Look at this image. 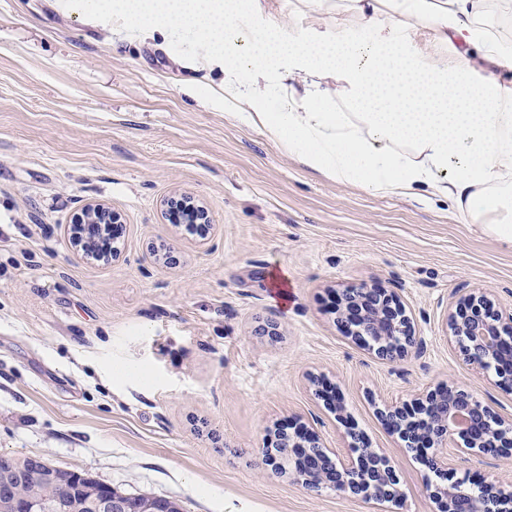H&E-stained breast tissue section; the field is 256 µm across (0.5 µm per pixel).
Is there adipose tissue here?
Here are the masks:
<instances>
[{
	"mask_svg": "<svg viewBox=\"0 0 512 512\" xmlns=\"http://www.w3.org/2000/svg\"><path fill=\"white\" fill-rule=\"evenodd\" d=\"M350 25L249 24L252 0H102L90 24L130 38L177 29L207 44L192 67L224 73V108L339 182L451 201L465 224L512 248V43L477 0H346ZM425 28L428 46L407 42Z\"/></svg>",
	"mask_w": 512,
	"mask_h": 512,
	"instance_id": "ef3b65f1",
	"label": "adipose tissue"
}]
</instances>
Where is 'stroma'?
Listing matches in <instances>:
<instances>
[{
    "label": "stroma",
    "mask_w": 512,
    "mask_h": 512,
    "mask_svg": "<svg viewBox=\"0 0 512 512\" xmlns=\"http://www.w3.org/2000/svg\"><path fill=\"white\" fill-rule=\"evenodd\" d=\"M86 8L0 0V453L183 512H437L431 472L379 413L453 381L512 417V393L446 331L462 295L512 306V250L449 203L313 172L225 114L223 73L184 69L201 44L174 31L134 44L116 23L89 27ZM255 17L298 31L345 19L336 0H259ZM174 193L205 203L208 237L173 222ZM92 201L123 227L106 263L70 239ZM158 242L178 264L151 254ZM362 284L396 294L418 348L390 361L344 336L338 297ZM264 322L277 339L256 335ZM282 427L314 429L342 457L363 436L400 499L275 473Z\"/></svg>",
    "instance_id": "35a3bbf8"
}]
</instances>
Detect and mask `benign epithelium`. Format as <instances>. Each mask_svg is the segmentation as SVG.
I'll list each match as a JSON object with an SVG mask.
<instances>
[{
  "label": "benign epithelium",
  "mask_w": 512,
  "mask_h": 512,
  "mask_svg": "<svg viewBox=\"0 0 512 512\" xmlns=\"http://www.w3.org/2000/svg\"><path fill=\"white\" fill-rule=\"evenodd\" d=\"M191 210L199 223L209 224V214L196 199L180 194L174 198ZM115 219L105 204H86L78 220L83 224H104ZM345 334L361 343L373 336H396L402 343L397 352L382 345L372 346L375 355L391 359L404 355L408 347L420 344L410 317L394 293L377 286L362 285L345 290L338 316ZM448 335L464 359L498 378L499 385L512 389V309L494 305L485 295L469 294L460 298L447 319ZM426 415L425 428H415L412 412L391 405L381 413L387 428L419 446L430 445L432 453L424 458L426 466L442 482L427 484L429 495L439 512H512V495L500 487L471 477L467 464L474 453L500 458L512 454V420L497 416L469 390L450 382L440 387L415 407ZM463 445H458L457 440ZM267 462L274 472L290 474L306 487L319 491L336 489L361 495L375 502L394 501L401 496L397 476L387 460L355 438L356 457L340 460L320 443L316 433L300 437L281 436L270 444ZM32 471L9 468L0 484L9 488L24 482ZM94 512H127V502L104 494L93 498ZM27 512H68L65 501L32 499Z\"/></svg>",
  "instance_id": "benign-epithelium-1"
}]
</instances>
